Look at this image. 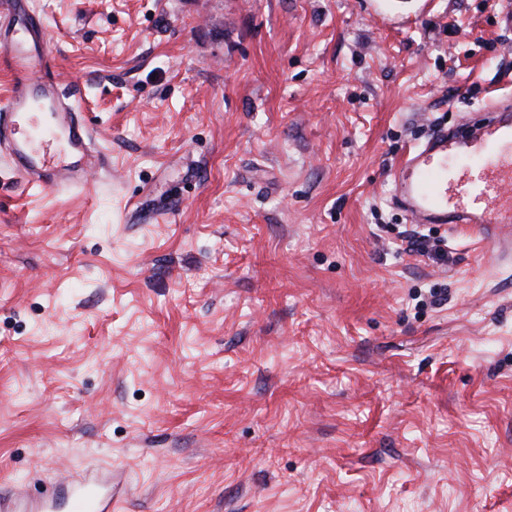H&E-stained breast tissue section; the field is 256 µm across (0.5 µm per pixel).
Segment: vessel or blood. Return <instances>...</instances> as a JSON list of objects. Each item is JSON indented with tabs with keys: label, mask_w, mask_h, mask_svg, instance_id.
Instances as JSON below:
<instances>
[{
	"label": "vessel or blood",
	"mask_w": 512,
	"mask_h": 512,
	"mask_svg": "<svg viewBox=\"0 0 512 512\" xmlns=\"http://www.w3.org/2000/svg\"><path fill=\"white\" fill-rule=\"evenodd\" d=\"M0 18L23 30L0 43V68L13 85L0 124L11 140V162L29 184L63 188L81 184L99 165L88 125L59 84L34 79L43 33L29 0H0ZM51 134L60 159L40 151L37 140ZM395 198L415 224H449L482 238L496 257L512 245V100L486 109L482 121L464 132L439 128L408 150L393 172ZM119 501L111 471L67 478L56 496L32 500L22 492H0V512H115Z\"/></svg>",
	"instance_id": "obj_1"
}]
</instances>
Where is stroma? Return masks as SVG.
I'll list each match as a JSON object with an SVG mask.
<instances>
[{"label":"stroma","mask_w":512,"mask_h":512,"mask_svg":"<svg viewBox=\"0 0 512 512\" xmlns=\"http://www.w3.org/2000/svg\"><path fill=\"white\" fill-rule=\"evenodd\" d=\"M103 159L0 143V489L512 512V256L397 253L391 174L512 95V0H30ZM162 215L147 224L143 215Z\"/></svg>","instance_id":"obj_1"}]
</instances>
